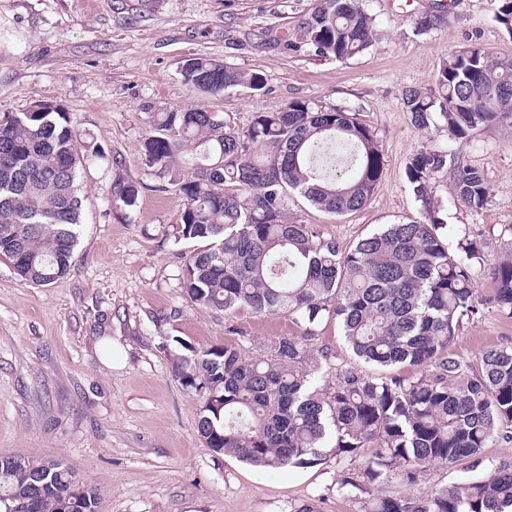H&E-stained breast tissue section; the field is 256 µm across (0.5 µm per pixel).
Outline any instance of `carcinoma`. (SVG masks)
Segmentation results:
<instances>
[{
	"label": "carcinoma",
	"instance_id": "carcinoma-1",
	"mask_svg": "<svg viewBox=\"0 0 512 512\" xmlns=\"http://www.w3.org/2000/svg\"><path fill=\"white\" fill-rule=\"evenodd\" d=\"M495 2L494 19L512 36V0ZM377 40L360 0H316L283 47L345 62ZM180 74L211 96L266 87L260 73L204 56L185 59ZM404 106L417 129L448 136L406 162L421 218L383 224L348 248L288 218V203L299 196L335 215L367 205L384 154L356 114L294 100L257 113L240 133L199 105L148 113L145 166L158 191L184 199L170 237L196 245L180 278L186 298L223 311L286 313L302 328L262 356L234 344H185L173 370L200 398L198 433L215 454L267 470L347 459L354 466L337 491L364 499L363 512H512V467L480 474L482 448L512 442V346L485 349L472 363L450 349L483 307L512 318V257L491 270L492 293L479 294L481 244L465 235L449 245L435 191L437 176L449 172L448 204L489 205L483 173L462 162L457 145L512 116V58L460 50L443 61L434 88L407 90ZM79 149L68 113L50 101L0 116V259L31 286L71 267L83 224ZM113 165L112 206L128 220L145 185ZM329 319L378 374L343 359L334 382L326 380L309 340ZM362 448L371 453L357 466ZM459 464L473 475L414 494L427 469ZM392 477L404 490L380 493ZM3 494L11 502L0 499V512H97L98 490L79 486L59 462L1 457Z\"/></svg>",
	"mask_w": 512,
	"mask_h": 512
}]
</instances>
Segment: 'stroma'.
I'll use <instances>...</instances> for the list:
<instances>
[{"label":"stroma","mask_w":512,"mask_h":512,"mask_svg":"<svg viewBox=\"0 0 512 512\" xmlns=\"http://www.w3.org/2000/svg\"><path fill=\"white\" fill-rule=\"evenodd\" d=\"M314 0H0V114L48 100L79 133L85 221L68 274L45 287L21 282L0 259V457L55 460L80 484L101 491L98 512H288L318 501L321 512H360L336 490L335 458L307 469L267 471L206 448L197 433L198 397L175 376L183 345L239 344L259 356L301 332L285 314L219 311L191 304L179 286L187 246L164 234L179 223L182 199L154 191L143 162L154 111L202 105L246 130L255 113L294 100L345 106L375 131L385 170L361 211L334 216L295 199L290 212L348 247L378 225L418 219L405 179L421 144L443 131L416 129L406 90L429 88L455 51L482 47L512 58V36L494 20L493 0H362L379 39L346 62L284 49L281 40ZM435 15L416 33L415 22ZM206 55L262 73L265 92L210 97L180 75L183 59ZM464 163L492 195L474 211L447 201L454 236L482 244L483 265L512 254V120L472 134ZM145 183L132 220L112 208V162ZM512 343V318L489 309L451 343L465 361Z\"/></svg>","instance_id":"stroma-1"}]
</instances>
